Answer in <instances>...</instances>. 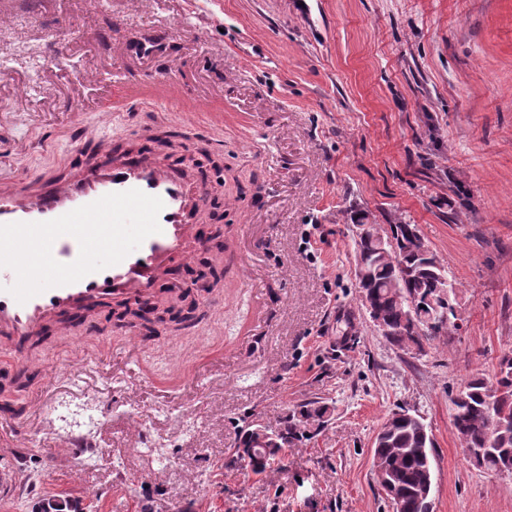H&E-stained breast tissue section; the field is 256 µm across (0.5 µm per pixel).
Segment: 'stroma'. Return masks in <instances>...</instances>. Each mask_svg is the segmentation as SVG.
<instances>
[{"instance_id": "obj_1", "label": "stroma", "mask_w": 512, "mask_h": 512, "mask_svg": "<svg viewBox=\"0 0 512 512\" xmlns=\"http://www.w3.org/2000/svg\"><path fill=\"white\" fill-rule=\"evenodd\" d=\"M117 38L153 51L116 61ZM143 79L149 102L101 112ZM168 130L216 187L221 281L173 334L104 310L0 347V512H390L372 441L400 407L435 442L434 512H512V475L466 459L449 403L512 356V0H0V177L68 176L91 137ZM357 212L415 225L457 284L423 350L361 305ZM313 401L328 413L280 461L232 462L249 426Z\"/></svg>"}]
</instances>
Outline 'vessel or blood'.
<instances>
[{
  "mask_svg": "<svg viewBox=\"0 0 512 512\" xmlns=\"http://www.w3.org/2000/svg\"><path fill=\"white\" fill-rule=\"evenodd\" d=\"M104 163L36 191L0 179V333L20 339L53 315L112 297L146 300L162 269L191 258L203 177L98 144Z\"/></svg>",
  "mask_w": 512,
  "mask_h": 512,
  "instance_id": "vessel-or-blood-1",
  "label": "vessel or blood"
}]
</instances>
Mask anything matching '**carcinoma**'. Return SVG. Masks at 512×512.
I'll list each match as a JSON object with an SVG mask.
<instances>
[{
    "mask_svg": "<svg viewBox=\"0 0 512 512\" xmlns=\"http://www.w3.org/2000/svg\"><path fill=\"white\" fill-rule=\"evenodd\" d=\"M356 265L364 275L358 278L360 291L375 308L384 326L385 338L394 346L420 351L423 342L448 328L454 315L455 289L448 273L433 253L422 257L425 243L413 224H392L390 234L370 225L365 238L355 239ZM448 288V300L425 304L411 311L410 298L434 293L437 286ZM116 319L149 334L155 325L148 319L136 321L128 312L114 311ZM454 434L463 448H512V357L499 360L494 377L472 376L463 390L450 398ZM506 419L509 428L494 432L495 420ZM296 435V426L277 434L274 442L263 427L245 432L238 457L248 460L253 471L261 473L280 451L278 442ZM435 448L430 433L422 432L412 420L392 425L390 433L373 448V466L389 469L394 492L400 497L403 512H423L420 491L426 479L422 449Z\"/></svg>",
    "mask_w": 512,
    "mask_h": 512,
    "instance_id": "1",
    "label": "carcinoma"
}]
</instances>
